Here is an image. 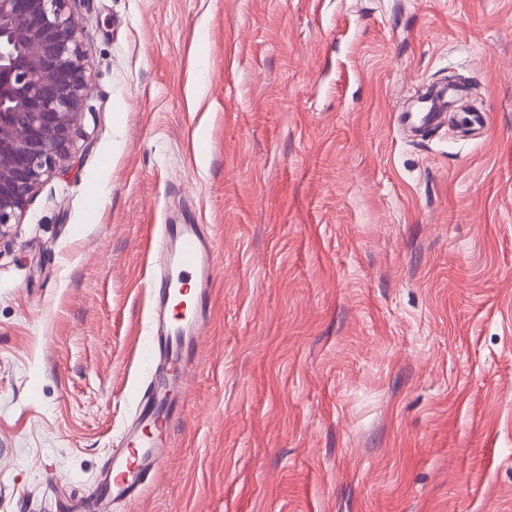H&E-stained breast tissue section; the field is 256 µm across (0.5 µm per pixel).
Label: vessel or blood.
<instances>
[{"label":"vessel or blood","mask_w":512,"mask_h":512,"mask_svg":"<svg viewBox=\"0 0 512 512\" xmlns=\"http://www.w3.org/2000/svg\"><path fill=\"white\" fill-rule=\"evenodd\" d=\"M446 99L408 113L417 128L434 125ZM160 267L150 288L154 333L143 349L148 378L135 417L102 466L90 499L96 512L131 501L151 487L162 465L172 423L186 409L181 383L207 324L215 281V238L201 224L162 225L156 242Z\"/></svg>","instance_id":"1"}]
</instances>
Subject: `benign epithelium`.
Listing matches in <instances>:
<instances>
[{
  "label": "benign epithelium",
  "instance_id": "benign-epithelium-1",
  "mask_svg": "<svg viewBox=\"0 0 512 512\" xmlns=\"http://www.w3.org/2000/svg\"><path fill=\"white\" fill-rule=\"evenodd\" d=\"M73 0H0V240L69 155L91 92Z\"/></svg>",
  "mask_w": 512,
  "mask_h": 512
}]
</instances>
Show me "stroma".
Instances as JSON below:
<instances>
[{"mask_svg": "<svg viewBox=\"0 0 512 512\" xmlns=\"http://www.w3.org/2000/svg\"><path fill=\"white\" fill-rule=\"evenodd\" d=\"M72 10L82 134L0 243V512L88 503L167 220L212 230V303L114 512H512V0ZM452 75L486 128L399 125Z\"/></svg>", "mask_w": 512, "mask_h": 512, "instance_id": "stroma-1", "label": "stroma"}]
</instances>
